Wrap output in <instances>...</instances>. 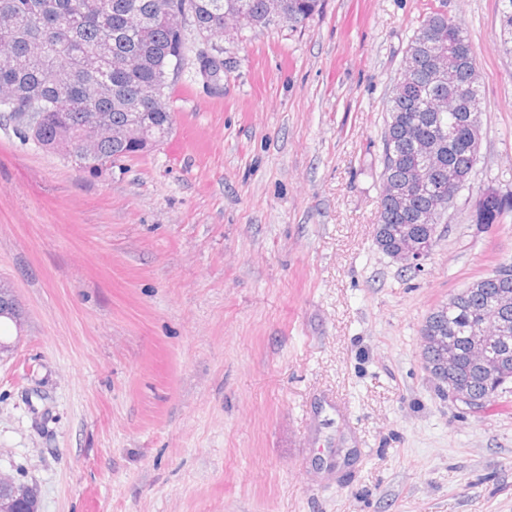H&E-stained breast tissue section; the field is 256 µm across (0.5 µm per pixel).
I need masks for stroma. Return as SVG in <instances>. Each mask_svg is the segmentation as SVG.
Instances as JSON below:
<instances>
[{"label":"stroma","instance_id":"obj_1","mask_svg":"<svg viewBox=\"0 0 512 512\" xmlns=\"http://www.w3.org/2000/svg\"><path fill=\"white\" fill-rule=\"evenodd\" d=\"M479 68L471 183L423 266L374 240L386 104L432 12ZM497 0H324L191 35L170 133L97 171L0 122V470L37 512H512V393L426 373L428 313L512 264V53ZM224 48L219 88L199 53ZM512 210V194L504 196L496 191H487L482 194L476 204L478 224H495L507 211Z\"/></svg>","mask_w":512,"mask_h":512}]
</instances>
